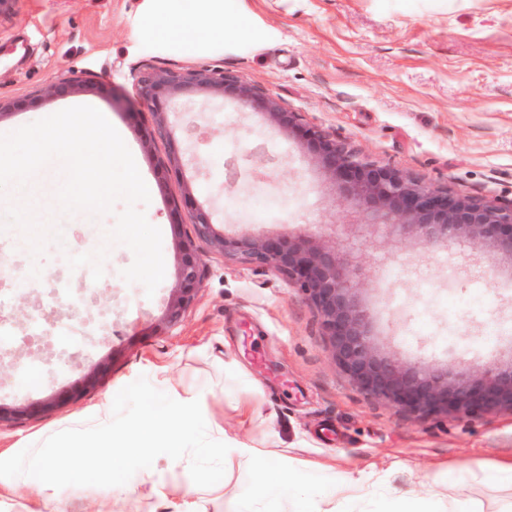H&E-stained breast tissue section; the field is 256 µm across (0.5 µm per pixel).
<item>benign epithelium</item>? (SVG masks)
I'll list each match as a JSON object with an SVG mask.
<instances>
[{
    "instance_id": "7a95c632",
    "label": "benign epithelium",
    "mask_w": 512,
    "mask_h": 512,
    "mask_svg": "<svg viewBox=\"0 0 512 512\" xmlns=\"http://www.w3.org/2000/svg\"><path fill=\"white\" fill-rule=\"evenodd\" d=\"M135 91L138 109L153 116L151 127L138 129L145 149L150 152L156 140L165 141V155L156 163L163 175L172 170L180 173L188 164L195 165L196 175L204 173L178 132L180 101L193 95L233 101L261 114L271 130L299 140L339 194L354 201L362 214L382 218L393 240L430 247L463 242L512 263V200L456 195L368 162L326 131L304 124L300 113L288 111L272 95L229 72L210 67L173 70L145 63L136 75ZM83 92L108 94L112 89L101 78L62 74L34 95L0 96V120L27 106ZM183 210L190 215L188 232L179 220ZM171 216L178 254L176 283L154 332L178 325L194 303L205 277L200 250L204 244L226 259L286 276L316 308L330 356L366 395L419 416L512 413V357L493 366L452 367L410 362L381 345L372 329L373 312L362 300L366 280L353 251L338 249L336 242L319 235L227 234L218 228L212 208L199 201L193 180L183 182L180 195L172 198ZM112 365L108 358L88 371L80 367L70 386L41 400L0 402V424L37 419L78 402L102 383Z\"/></svg>"
}]
</instances>
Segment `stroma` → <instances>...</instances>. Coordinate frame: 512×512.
<instances>
[{
	"label": "stroma",
	"instance_id": "obj_1",
	"mask_svg": "<svg viewBox=\"0 0 512 512\" xmlns=\"http://www.w3.org/2000/svg\"><path fill=\"white\" fill-rule=\"evenodd\" d=\"M143 0H15L0 15V95L35 93L54 77L95 75L112 98L81 93L42 102L0 120L12 132L63 109L92 103L106 114L131 151L150 202L148 221L162 232L165 277L154 295L121 276L132 251L116 244L106 262L111 278L87 284L66 254L95 250L116 214L53 213L63 234L44 253L8 252L0 265L7 301L6 329L14 341L0 356V401L40 400L69 386L76 366L112 357L104 386L79 403L22 425L0 426V452L20 444L48 448L54 435L80 436L81 417L112 404V424L135 423L146 407L164 411L187 403L195 429L183 461L165 449H128L106 483L71 472L54 501L64 512H93L97 500L131 489L138 512H400L405 492L421 512H447L470 501L499 512L512 500V477L490 479L512 464V414L474 418L418 417L357 389L326 350L320 317L302 293L275 271L242 266L204 252L207 275L182 323L156 335L176 280L177 252L170 200L179 175L160 183L131 115L134 79L142 64L181 69L197 64L238 75L271 94L307 125L319 127L371 161L454 193L512 199V0H227L265 34L260 43L225 47L191 61L144 41ZM209 134L199 145L208 173L198 197L212 204L225 232L324 234L361 258L374 311V330L386 347L416 361L487 366L512 355V266L452 244L438 248L391 241L303 152L299 142L267 129L258 113L232 103L196 102L181 117ZM364 225L354 235L352 225ZM40 277L25 292L13 285L31 263ZM69 292L89 341L76 356L56 346L37 349L27 316L50 296ZM224 432L210 458L202 434ZM282 448L291 479L261 486L256 465L240 444ZM164 470L165 495L147 479ZM361 474L370 495L346 500L344 473Z\"/></svg>",
	"mask_w": 512,
	"mask_h": 512
}]
</instances>
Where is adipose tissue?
Segmentation results:
<instances>
[{
	"label": "adipose tissue",
	"instance_id": "1",
	"mask_svg": "<svg viewBox=\"0 0 512 512\" xmlns=\"http://www.w3.org/2000/svg\"><path fill=\"white\" fill-rule=\"evenodd\" d=\"M141 24L152 41L187 56L220 50L227 44H253L258 39L246 17L232 16L225 11L224 0H144ZM193 427L190 413L158 412L150 408L119 438L106 431L91 441H61L49 455L39 448H15L0 456V473L9 474L0 486L10 491L16 484H24L36 500L47 504L62 468L84 472L90 481L99 482L108 475L100 467V460L110 459L113 467H120L130 448L147 454L161 446L166 448L171 460L177 461Z\"/></svg>",
	"mask_w": 512,
	"mask_h": 512
}]
</instances>
